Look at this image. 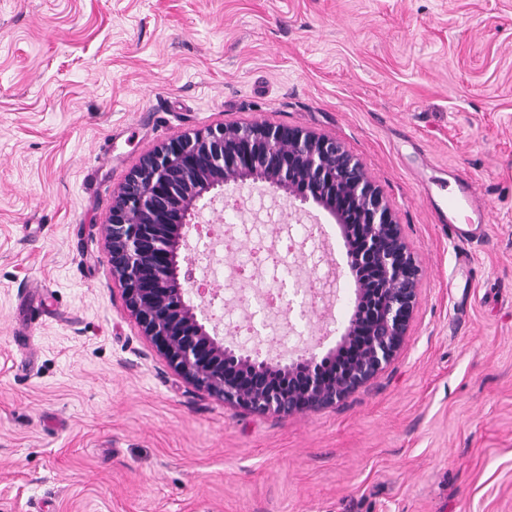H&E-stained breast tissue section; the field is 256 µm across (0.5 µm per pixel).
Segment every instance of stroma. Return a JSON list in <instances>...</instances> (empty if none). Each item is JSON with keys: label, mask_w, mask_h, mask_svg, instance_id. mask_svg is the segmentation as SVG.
I'll return each instance as SVG.
<instances>
[{"label": "stroma", "mask_w": 512, "mask_h": 512, "mask_svg": "<svg viewBox=\"0 0 512 512\" xmlns=\"http://www.w3.org/2000/svg\"><path fill=\"white\" fill-rule=\"evenodd\" d=\"M288 125L365 163L422 273L396 358L261 415L188 385L125 311L114 190L183 133ZM473 183L477 240L436 214ZM267 233L283 199L240 193ZM288 314L332 355L356 285L324 210ZM195 252L228 286L252 247ZM0 512H512V0H0Z\"/></svg>", "instance_id": "1"}]
</instances>
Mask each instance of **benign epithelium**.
Instances as JSON below:
<instances>
[{
	"instance_id": "7a95c632",
	"label": "benign epithelium",
	"mask_w": 512,
	"mask_h": 512,
	"mask_svg": "<svg viewBox=\"0 0 512 512\" xmlns=\"http://www.w3.org/2000/svg\"><path fill=\"white\" fill-rule=\"evenodd\" d=\"M285 193L289 207L309 206L338 224H355L354 267L377 272L368 295L356 290L352 328L367 337L362 359L332 374L305 349L274 358L238 354L224 340L211 302L193 301L184 229L217 198L236 200L247 183ZM112 277L125 309L169 366L190 386L257 414H292L335 403L367 382L400 350L417 298L420 270L383 192L340 141L288 126H220L180 136L143 158L113 193L103 225Z\"/></svg>"
}]
</instances>
